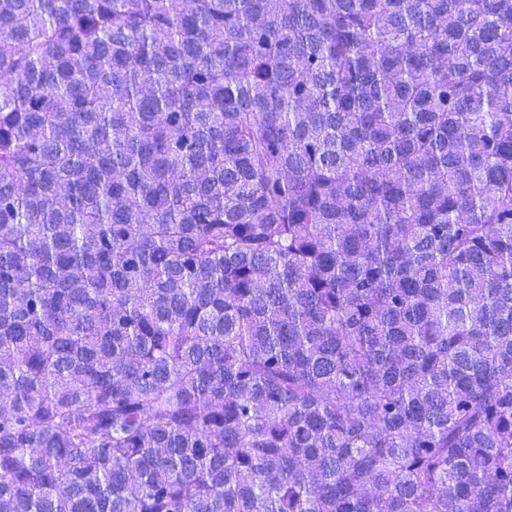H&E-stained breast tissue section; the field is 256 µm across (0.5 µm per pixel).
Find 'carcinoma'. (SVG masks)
I'll list each match as a JSON object with an SVG mask.
<instances>
[{"instance_id": "carcinoma-1", "label": "carcinoma", "mask_w": 512, "mask_h": 512, "mask_svg": "<svg viewBox=\"0 0 512 512\" xmlns=\"http://www.w3.org/2000/svg\"><path fill=\"white\" fill-rule=\"evenodd\" d=\"M0 512H512V0H0Z\"/></svg>"}]
</instances>
